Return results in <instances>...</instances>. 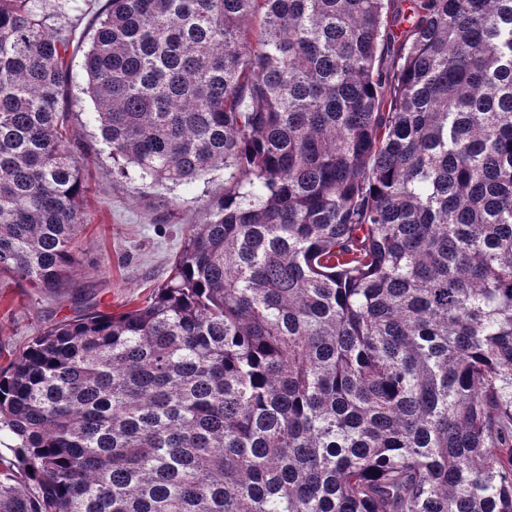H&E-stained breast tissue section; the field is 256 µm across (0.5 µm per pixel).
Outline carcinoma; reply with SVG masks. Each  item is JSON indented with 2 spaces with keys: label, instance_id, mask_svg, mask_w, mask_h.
<instances>
[{
  "label": "carcinoma",
  "instance_id": "cac0c4a2",
  "mask_svg": "<svg viewBox=\"0 0 512 512\" xmlns=\"http://www.w3.org/2000/svg\"><path fill=\"white\" fill-rule=\"evenodd\" d=\"M0 0V277L72 287L88 147L224 170L149 300L0 368V512H512V0ZM54 1L57 0L36 2L40 12L47 17L46 24L54 30L60 28L71 30L72 36L83 39V46L86 47L106 0H73L66 6L65 12L61 13L56 11ZM83 56L82 52H78L72 61V86L71 94L73 99L72 110L78 112V121H86L87 117L95 112L93 102L86 96L80 93L79 88L85 85L86 74L82 67Z\"/></svg>",
  "mask_w": 512,
  "mask_h": 512
}]
</instances>
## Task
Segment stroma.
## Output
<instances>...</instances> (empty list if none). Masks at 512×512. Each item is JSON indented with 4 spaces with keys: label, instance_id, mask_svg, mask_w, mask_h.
Listing matches in <instances>:
<instances>
[{
    "label": "stroma",
    "instance_id": "obj_1",
    "mask_svg": "<svg viewBox=\"0 0 512 512\" xmlns=\"http://www.w3.org/2000/svg\"><path fill=\"white\" fill-rule=\"evenodd\" d=\"M106 0H70L56 11L54 0L38 8L53 29L89 39ZM83 207L91 221L80 238V270L74 286L89 292L97 310L118 313L151 296L182 248L187 225L202 223L203 205L224 194L216 170L181 186L141 187L136 173L121 175L104 144L88 157ZM72 297H57L0 278V367L41 329L72 315Z\"/></svg>",
    "mask_w": 512,
    "mask_h": 512
}]
</instances>
